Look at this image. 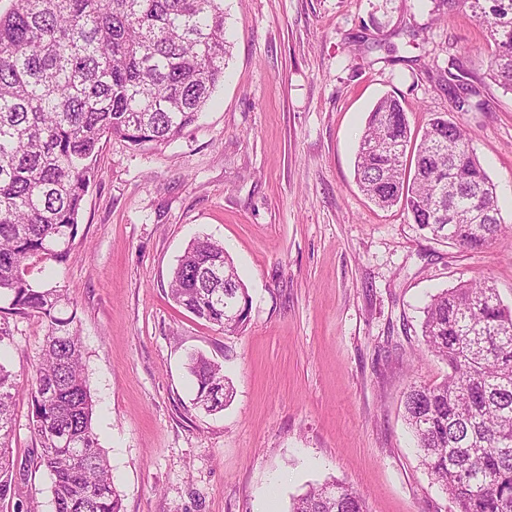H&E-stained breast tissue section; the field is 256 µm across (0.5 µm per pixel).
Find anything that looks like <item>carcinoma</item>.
Wrapping results in <instances>:
<instances>
[{
  "mask_svg": "<svg viewBox=\"0 0 512 512\" xmlns=\"http://www.w3.org/2000/svg\"><path fill=\"white\" fill-rule=\"evenodd\" d=\"M485 27L488 75L512 92V11L463 0ZM224 0H11L0 14V297L7 316L41 319L44 343L28 388L36 464L51 477L54 512H123L100 447L82 369L77 308L67 292L25 277L33 258L66 260L102 140L168 142L196 123L224 82L229 54ZM464 65L449 73L463 112L472 101ZM355 174L376 205H401L419 229L465 250L495 242L503 227L494 183L464 129L446 115L416 139L401 103L370 112ZM172 299L195 317L236 332L228 319L250 300L232 258L209 238L189 244L171 275ZM427 352L448 365L438 384L412 383L408 424L455 512H512V309L488 280L433 296L424 309ZM196 400L224 407L222 366L190 358ZM15 376L0 362V504L17 496L10 438ZM289 512H366L333 481L310 486Z\"/></svg>",
  "mask_w": 512,
  "mask_h": 512,
  "instance_id": "1",
  "label": "carcinoma"
}]
</instances>
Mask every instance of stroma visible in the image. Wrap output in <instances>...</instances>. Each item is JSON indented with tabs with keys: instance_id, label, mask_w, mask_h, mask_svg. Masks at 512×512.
<instances>
[{
	"instance_id": "stroma-1",
	"label": "stroma",
	"mask_w": 512,
	"mask_h": 512,
	"mask_svg": "<svg viewBox=\"0 0 512 512\" xmlns=\"http://www.w3.org/2000/svg\"><path fill=\"white\" fill-rule=\"evenodd\" d=\"M224 83L199 121L165 144L113 137L99 159L66 262L35 258L37 285L77 309L94 424L123 512H289L328 480L367 512H453L410 431V382L448 366L421 336L431 296L490 280L512 306V93L487 77L485 31L468 6L434 0H224ZM488 109L455 113L497 186L505 234L466 252L381 209L354 177L379 98L412 131L452 111V61ZM453 112V111H452ZM223 243L251 298L229 335L170 298L187 245ZM0 343L18 385L12 448L31 457L28 385L44 331L9 317ZM224 367L222 410L194 403L188 357ZM51 480L29 466L25 512H53Z\"/></svg>"
}]
</instances>
